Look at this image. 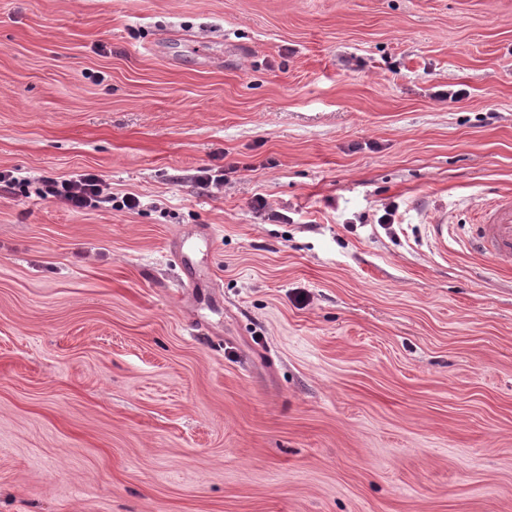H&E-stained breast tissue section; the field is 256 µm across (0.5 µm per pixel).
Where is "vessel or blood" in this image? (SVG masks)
Wrapping results in <instances>:
<instances>
[{
    "instance_id": "1",
    "label": "vessel or blood",
    "mask_w": 512,
    "mask_h": 512,
    "mask_svg": "<svg viewBox=\"0 0 512 512\" xmlns=\"http://www.w3.org/2000/svg\"><path fill=\"white\" fill-rule=\"evenodd\" d=\"M466 242L495 271L512 269V194L489 200L477 213Z\"/></svg>"
}]
</instances>
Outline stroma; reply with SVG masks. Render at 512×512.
<instances>
[{
    "label": "stroma",
    "instance_id": "1",
    "mask_svg": "<svg viewBox=\"0 0 512 512\" xmlns=\"http://www.w3.org/2000/svg\"><path fill=\"white\" fill-rule=\"evenodd\" d=\"M1 170L0 512H512V0H0ZM44 189L39 194L50 196L71 209L83 210L98 208L101 203L112 202V192L106 182L96 174L84 173L70 179L56 180L47 179L43 181ZM113 203L112 209L122 211L134 210L140 205L139 199L133 194H125L121 201ZM466 242L494 271L512 269V194L489 200L470 224Z\"/></svg>",
    "mask_w": 512,
    "mask_h": 512
}]
</instances>
